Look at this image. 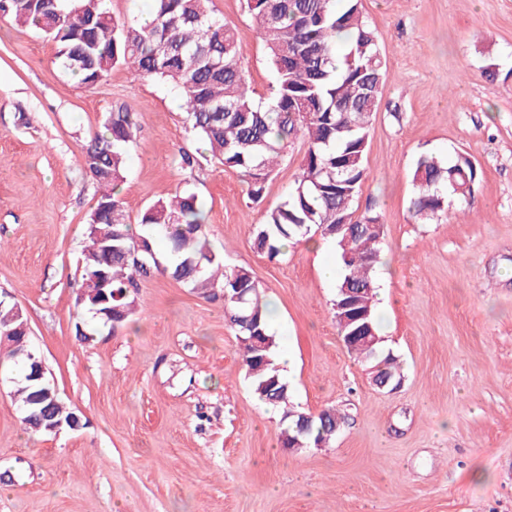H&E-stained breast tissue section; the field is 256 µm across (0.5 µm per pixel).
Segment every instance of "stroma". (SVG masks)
Masks as SVG:
<instances>
[{"mask_svg":"<svg viewBox=\"0 0 512 512\" xmlns=\"http://www.w3.org/2000/svg\"><path fill=\"white\" fill-rule=\"evenodd\" d=\"M210 6L237 33L252 97L268 101L276 83L245 0ZM362 12L389 78L354 210L384 224L376 319L381 352L402 364L393 390L338 334L336 287L319 276L334 241L274 260L254 248L299 175L301 141L251 200L167 84L120 67L85 88L57 67L55 42L0 19V300L22 309L83 423L28 433L16 372L0 365V512H512V0H362ZM121 105L138 124L118 185L128 223L161 195L198 196L212 249L270 305L297 409L345 413L329 445L282 446L222 301L158 274L118 327L77 306L99 197L84 147ZM425 153L466 154L482 177L470 205L422 223L410 200Z\"/></svg>","mask_w":512,"mask_h":512,"instance_id":"1","label":"stroma"}]
</instances>
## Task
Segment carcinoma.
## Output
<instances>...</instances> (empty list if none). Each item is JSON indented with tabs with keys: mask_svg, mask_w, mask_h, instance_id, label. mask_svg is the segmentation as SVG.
<instances>
[{
	"mask_svg": "<svg viewBox=\"0 0 512 512\" xmlns=\"http://www.w3.org/2000/svg\"><path fill=\"white\" fill-rule=\"evenodd\" d=\"M209 3L151 0L152 20L145 23L136 15L115 19L105 0H0V12L53 40L59 67L88 88L115 67L171 85L182 98L192 131L207 142L212 158L251 179L253 199L260 197L288 144L303 140L302 172L288 197L267 212L254 245L273 259L284 246L312 233L334 240L343 269L338 287L356 289L360 306L370 309L368 322L376 327L372 273L380 258L383 224L371 211L354 218L353 204L366 179L369 132L388 73L361 0H345L341 9L336 0H246L276 81V95L269 102L250 95L237 34ZM340 34L346 37L342 47L336 43ZM137 130L134 112L119 106L86 149L85 166L101 195L88 222L77 305L104 319V306L88 291L102 271L109 279L107 306L123 308L127 319L136 312L140 283L160 270L206 300L223 299L225 317L236 335L261 337L260 350L247 344L240 347V356L259 399L283 408L281 435L286 444L288 436L299 435L300 416L275 364L277 343L269 331L268 304L248 269L226 266L223 256L209 247L198 197L187 190L159 197L141 213L138 235L126 222V202L117 186ZM480 178V168L463 154L448 163L424 154L413 172L418 191L410 210L420 219H431L453 202L467 204ZM338 224L351 225L347 235L336 234ZM156 237L167 242L163 267L153 253ZM141 242L147 250L138 249ZM239 286L249 289L242 302L233 299ZM23 322L20 308L0 304V331ZM23 340L25 333L15 334L0 354V364L21 365L16 395L26 412L37 391L52 392L54 385L28 379ZM353 350L377 377L394 382L401 378L399 363L382 355L379 344L361 343ZM43 407L58 420L73 415L58 397L46 398ZM344 422L338 410H324L313 418L305 436L327 443Z\"/></svg>",
	"mask_w": 512,
	"mask_h": 512,
	"instance_id": "cac0c4a2",
	"label": "carcinoma"
}]
</instances>
